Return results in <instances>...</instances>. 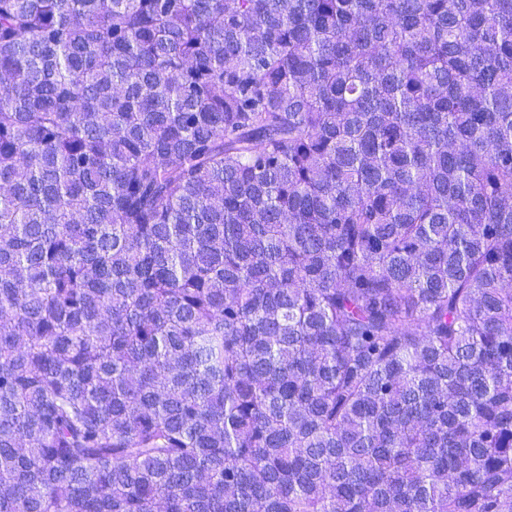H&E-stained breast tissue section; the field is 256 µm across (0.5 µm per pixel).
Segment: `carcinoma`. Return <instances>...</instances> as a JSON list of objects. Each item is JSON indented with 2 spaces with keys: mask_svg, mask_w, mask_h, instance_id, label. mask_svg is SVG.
I'll return each instance as SVG.
<instances>
[{
  "mask_svg": "<svg viewBox=\"0 0 512 512\" xmlns=\"http://www.w3.org/2000/svg\"><path fill=\"white\" fill-rule=\"evenodd\" d=\"M512 0H0V512H512Z\"/></svg>",
  "mask_w": 512,
  "mask_h": 512,
  "instance_id": "carcinoma-1",
  "label": "carcinoma"
}]
</instances>
